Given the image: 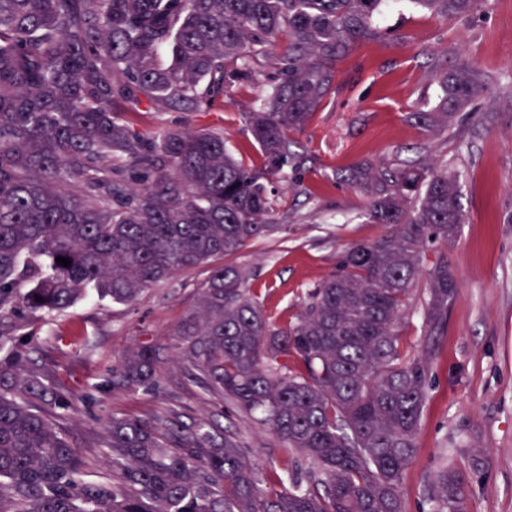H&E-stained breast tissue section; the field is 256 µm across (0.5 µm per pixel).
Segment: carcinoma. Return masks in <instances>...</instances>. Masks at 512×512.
I'll list each match as a JSON object with an SVG mask.
<instances>
[{"label": "carcinoma", "mask_w": 512, "mask_h": 512, "mask_svg": "<svg viewBox=\"0 0 512 512\" xmlns=\"http://www.w3.org/2000/svg\"><path fill=\"white\" fill-rule=\"evenodd\" d=\"M390 0H0V317L63 312L94 292L134 303L183 267L274 235V182L304 158L288 133L336 92L337 64L384 37ZM468 21L484 0H413ZM273 70L242 113L260 164L232 154L220 130L146 134L129 112L200 114ZM439 93L408 113L429 133L488 90L448 54L429 63ZM385 232L343 250L277 325L251 296L248 272L211 269L176 329L201 385L219 392L298 456L279 488L261 486L240 441L172 415L107 419L112 480L88 481L53 421L82 397L31 362L34 336L0 334V512H403L430 352L457 297L444 247L464 223L448 163L342 170ZM433 254L427 260V253ZM71 260L64 267L57 257ZM427 280L421 354L401 347L414 283ZM156 350L137 346L112 386L155 387ZM485 467L442 461L425 485L432 512H466L463 491Z\"/></svg>", "instance_id": "obj_1"}]
</instances>
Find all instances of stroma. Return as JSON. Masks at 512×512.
<instances>
[{
	"label": "stroma",
	"mask_w": 512,
	"mask_h": 512,
	"mask_svg": "<svg viewBox=\"0 0 512 512\" xmlns=\"http://www.w3.org/2000/svg\"><path fill=\"white\" fill-rule=\"evenodd\" d=\"M386 23L397 38L356 46L338 66L335 95L291 135L306 162L277 186L275 212L288 214L287 230L250 242L229 261L250 271L251 295L276 324L288 325L304 289L334 270L344 248L384 232L367 222L365 194L339 182L337 169L455 160L465 221L448 245V263L459 290L448 331L431 355L428 402L402 475L403 510L427 512L423 490L436 458L474 448L486 465L465 489L466 512H512V0H489L467 22L407 6L390 12ZM441 54L481 70L491 96L458 112L452 135L431 136L405 115L431 103L428 61ZM129 119L150 133L170 126L221 129L240 161H259L229 106L206 114L139 112ZM210 271L207 264L181 268L130 305L84 301L61 314L6 318L9 328L34 335L33 357L50 366L54 381L85 397L79 412L59 423L77 446L87 479L112 475L103 448L105 418L112 414L150 419L173 412L190 428L229 430L258 463L266 487L294 467L295 455L254 415L198 384L176 347L175 330L196 308ZM143 344L160 356L156 389L113 386V363Z\"/></svg>",
	"instance_id": "stroma-1"
}]
</instances>
